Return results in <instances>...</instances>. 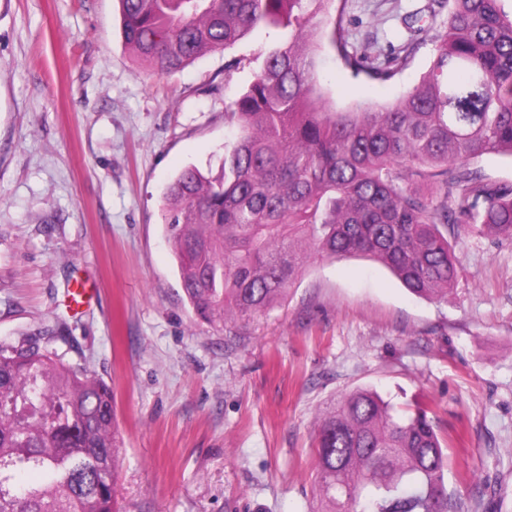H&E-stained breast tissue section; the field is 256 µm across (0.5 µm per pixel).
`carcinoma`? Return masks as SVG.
<instances>
[{
	"label": "carcinoma",
	"instance_id": "carcinoma-1",
	"mask_svg": "<svg viewBox=\"0 0 512 512\" xmlns=\"http://www.w3.org/2000/svg\"><path fill=\"white\" fill-rule=\"evenodd\" d=\"M335 0H119L125 45L158 74L255 30L288 38L224 107L236 128L220 175L181 169L163 229L195 318L214 327L277 307L310 259L366 256L412 293L448 302L456 239L512 238V185L473 160L512 158V14L448 0L421 82L396 102L326 107L324 34L354 72L389 79L350 48ZM316 512H448L447 442L433 410L398 415L371 389L340 397L315 435ZM123 442L112 388L29 338L0 343V512H116Z\"/></svg>",
	"mask_w": 512,
	"mask_h": 512
}]
</instances>
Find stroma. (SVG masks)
I'll list each match as a JSON object with an SVG mask.
<instances>
[{"label": "stroma", "mask_w": 512, "mask_h": 512, "mask_svg": "<svg viewBox=\"0 0 512 512\" xmlns=\"http://www.w3.org/2000/svg\"><path fill=\"white\" fill-rule=\"evenodd\" d=\"M428 0H346L350 39L390 80L324 49L336 104L394 102L426 73ZM277 33L149 75L117 0H0V341L41 344L111 385L121 512H315L312 433L343 394L428 402L450 440L448 512H512V239L473 232L447 303L364 258L311 260L287 301L216 330L195 319L162 230L171 179L219 173L224 106ZM64 324L65 338L42 335Z\"/></svg>", "instance_id": "obj_1"}]
</instances>
